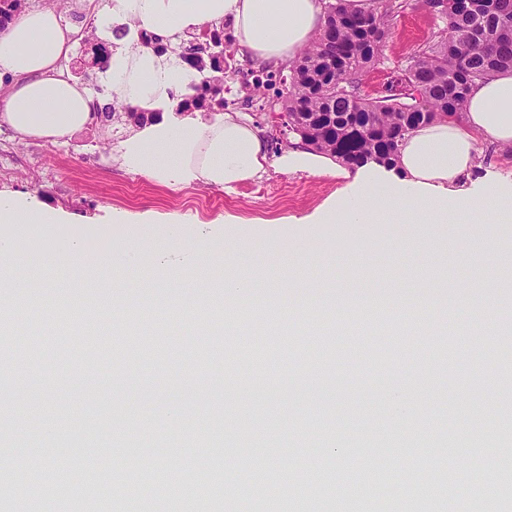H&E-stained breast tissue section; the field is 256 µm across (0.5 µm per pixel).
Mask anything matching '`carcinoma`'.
I'll return each instance as SVG.
<instances>
[{"instance_id": "1", "label": "carcinoma", "mask_w": 512, "mask_h": 512, "mask_svg": "<svg viewBox=\"0 0 512 512\" xmlns=\"http://www.w3.org/2000/svg\"><path fill=\"white\" fill-rule=\"evenodd\" d=\"M444 23L436 39L414 52L390 88L391 94L362 93L364 75L379 60L394 24L391 0H372L365 12L345 0H326L316 40L288 64L282 98L283 125L308 120L312 150L349 166L397 161L411 131L467 107L471 89L501 70H512V0H422ZM223 80L216 76L190 86L185 96L198 107L214 101ZM219 475L206 484L186 483L167 494V507L182 512L217 493Z\"/></svg>"}]
</instances>
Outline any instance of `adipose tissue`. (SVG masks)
<instances>
[{
    "label": "adipose tissue",
    "instance_id": "obj_1",
    "mask_svg": "<svg viewBox=\"0 0 512 512\" xmlns=\"http://www.w3.org/2000/svg\"><path fill=\"white\" fill-rule=\"evenodd\" d=\"M98 16L116 46L100 73L111 84L112 96L160 113L119 143L115 159L122 167L166 185L199 181L224 189L262 177L272 167L344 174L332 158L306 149L270 156L263 129L246 113L228 111L215 122L171 115L174 96L188 92L196 80L174 47L202 26L225 21L242 54L257 64L281 67L298 58L318 34L320 0H104ZM133 24L171 44V52L129 46L123 31ZM72 33L50 8L21 14L0 30V74L13 79L0 97V122L20 138L55 142L71 136L90 122L96 108L110 102L111 96L94 95L90 87L57 71V61L73 47ZM481 141L512 147V71L476 84L458 118L412 132L402 147L397 176L379 164L359 167L351 192L325 207L317 221L355 228L417 214L426 224H444L452 216L464 223H495L499 200L512 198V186L498 187L491 198L470 193L466 181L478 166ZM65 221L44 204L0 194L1 224Z\"/></svg>",
    "mask_w": 512,
    "mask_h": 512
}]
</instances>
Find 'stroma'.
I'll return each mask as SVG.
<instances>
[{"label":"stroma","mask_w":512,"mask_h":512,"mask_svg":"<svg viewBox=\"0 0 512 512\" xmlns=\"http://www.w3.org/2000/svg\"><path fill=\"white\" fill-rule=\"evenodd\" d=\"M442 26L420 0H408L382 54L363 81L364 93L382 96L419 46ZM224 106L257 117L267 97L282 89L278 70L266 71L239 53L225 56ZM128 125L91 120L64 143L20 139L0 125V193L22 192L82 216L79 224H33L18 241L35 258L0 279V371L24 365L33 379L22 403L24 437L44 446L45 426L58 439L82 433L103 436L108 452L87 459L81 448L47 461L55 480L79 478L80 490L110 496L113 512H134L123 488L155 493L157 474L178 482L210 479V449H223L231 469L219 495L227 512H256L250 498L256 480L306 489L310 512H410L421 484L439 468L463 470L460 446L481 434L484 481L499 487L503 443L490 421L503 403L498 378L512 372V350L488 365H473L472 345L462 335L453 306L410 329L383 297L363 302L386 279L418 310L436 280L462 285L473 275L495 273L512 282V200L502 202L496 223L418 224L405 217L389 224L345 230L315 224L328 203L349 190L347 178L330 173L268 171L261 179L224 191L196 183L162 185L122 169L113 154ZM478 187L512 182V152L483 143ZM128 215L111 223L113 212ZM181 223L182 236L166 229ZM80 241L87 259L138 252L133 264L105 265L84 278L66 260L39 262L61 240ZM481 241L469 266L435 251L437 240ZM307 263L290 266L288 250ZM261 258V293L251 302H225L220 294L230 257ZM29 292L14 291L16 281ZM325 280L342 288L341 307L321 305L307 285ZM199 296L203 315L184 313L183 298ZM94 309L98 328L81 341L73 334L79 311ZM261 370L273 390L264 398L225 395L214 380L251 379ZM485 403L482 418L439 404L434 390ZM426 392L412 417L390 421L398 392ZM194 404L178 424L157 421L170 404ZM228 420L215 423L213 407ZM301 412L286 418L288 408ZM455 429L441 435L442 423ZM262 440H254V432ZM394 446L396 468L417 479L398 492L368 498L362 487L377 448ZM279 449L275 461L250 460L246 448Z\"/></svg>","instance_id":"35a3bbf8"}]
</instances>
